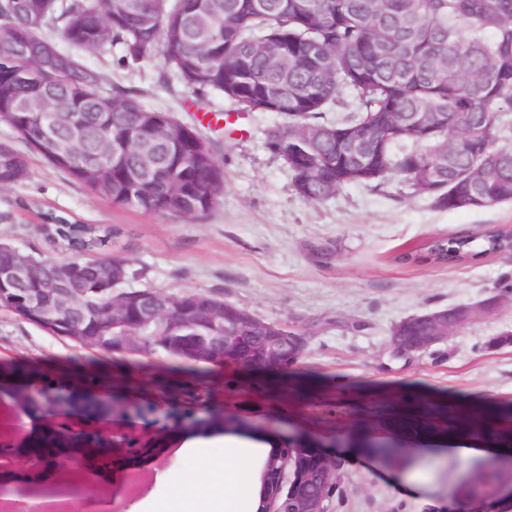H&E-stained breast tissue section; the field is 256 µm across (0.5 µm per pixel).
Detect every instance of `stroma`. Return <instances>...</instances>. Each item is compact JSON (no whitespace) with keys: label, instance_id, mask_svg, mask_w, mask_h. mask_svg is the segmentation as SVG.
<instances>
[{"label":"stroma","instance_id":"1","mask_svg":"<svg viewBox=\"0 0 512 512\" xmlns=\"http://www.w3.org/2000/svg\"><path fill=\"white\" fill-rule=\"evenodd\" d=\"M120 48L82 53L103 87L138 90L150 107L174 112L206 135L224 167V193L204 219L118 208L29 151L0 123V142L24 154L29 176L0 190V241L59 258L66 252L42 231L49 218L116 229L111 256L142 270L130 290L205 291L256 317L301 334L304 347L287 370L268 373L231 364L209 374L179 370L149 355L102 354L31 324L0 307V371L38 373L61 398L90 395L96 410L62 417L72 435L108 427L114 439L139 446L110 467L64 457L38 469L22 458L5 480L39 497L66 480L95 486L102 512H203L208 463L224 457L218 430L193 421L204 409L236 420L234 436L251 442L248 472L257 484L270 447L312 438L336 462L325 512H459L469 486L487 501L512 494V254L457 266L402 262L429 240L512 229V203L442 210L398 180L384 191L347 186L310 202L265 145L280 118L237 112L219 95L198 98L161 60L124 63ZM497 297L496 309L463 324L409 360L386 352L393 325L435 309ZM17 386L0 390V443L26 447L44 427L40 414L17 413ZM376 417L451 434L431 442L398 434L402 462L392 466L355 447ZM204 448H185L189 439ZM139 476L127 488L122 474Z\"/></svg>","mask_w":512,"mask_h":512}]
</instances>
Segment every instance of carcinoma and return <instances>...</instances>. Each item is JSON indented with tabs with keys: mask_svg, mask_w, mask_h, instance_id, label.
<instances>
[{
	"mask_svg": "<svg viewBox=\"0 0 512 512\" xmlns=\"http://www.w3.org/2000/svg\"><path fill=\"white\" fill-rule=\"evenodd\" d=\"M58 27L74 48L120 47L123 58L159 57L192 92H216L238 112H275L266 145L288 156L295 191L322 202L348 185L383 189L396 177L439 208L512 202V145L499 146L512 110V0H0V123L112 204L156 215L205 218L224 190V168L197 128L143 104L137 91H101L99 72L43 71L19 53ZM353 98L346 118L325 112ZM433 118L426 133L415 119ZM356 149L345 152L343 144ZM28 176L25 159L0 143V188ZM66 260L32 253L51 273L86 267L115 231L62 220ZM509 230L434 239L408 263L458 265L509 250ZM168 308L216 294L153 290ZM107 330L111 303L79 298ZM145 355L195 370L192 337L163 320L140 332Z\"/></svg>",
	"mask_w": 512,
	"mask_h": 512,
	"instance_id": "cac0c4a2",
	"label": "carcinoma"
}]
</instances>
